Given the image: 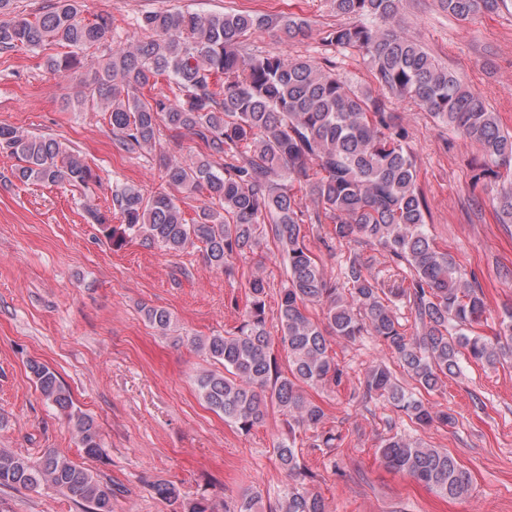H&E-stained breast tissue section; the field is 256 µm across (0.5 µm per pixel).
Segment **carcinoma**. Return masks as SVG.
Masks as SVG:
<instances>
[{"mask_svg": "<svg viewBox=\"0 0 512 512\" xmlns=\"http://www.w3.org/2000/svg\"><path fill=\"white\" fill-rule=\"evenodd\" d=\"M505 0H439L458 21L498 11ZM11 0H0V52L37 50L55 43L69 48L50 56V70L80 79L85 53L105 40L108 15L82 17L78 0H48L32 17L12 16ZM401 0H330L347 18L324 31L323 42L358 52L376 87H353L311 60L275 54H246L253 30L275 29L289 38L304 34L306 21L252 11L200 15L179 9L150 11L140 27L146 36L128 48H112L94 62L92 99L108 112L112 134L130 154L155 148L160 127L174 143L192 135L210 155L224 159L222 171L208 158L190 164L170 155L162 160L166 181L188 191L204 189L210 204L187 221L163 190L147 193L129 184L112 186V207L122 224L112 226L98 209L87 211L103 235L121 247L138 240L177 253L202 244L207 263L226 269L255 254L267 242L279 250L287 273L280 293L276 330H270L266 288L261 276L249 280L239 326L208 337L190 336L195 349L224 370L195 377L201 398L224 421L248 432L262 425L268 407L288 417V437L273 453L288 476V489L275 512H326L322 495L305 486L314 475L301 461L295 429L321 428L326 414L306 396L305 387H338L344 368L331 354L329 337L353 341L376 337L413 382L400 383L384 362L364 376L365 395L402 412L414 424L451 426L452 415L432 411L417 396L445 386L471 360L489 369L512 358V307L504 308L495 334L477 332L486 321L484 292L477 278L440 249L426 230L427 200L418 184L407 131L388 111L392 99L410 100L438 123L476 148L472 181L488 185L512 170V132L498 113L467 88L457 73L440 66L413 39L389 22ZM166 78L177 94L145 97ZM0 153L18 161L12 177L48 186L85 185L91 167L55 138L29 135L0 125ZM498 221L512 224V181L496 191ZM330 224L329 240L351 246L343 281L327 278L307 242L306 225ZM379 252L401 281L391 286L373 272L371 259L357 251ZM407 300L412 331L402 329L393 298ZM322 308L317 320L310 307ZM146 320L166 332L173 318L163 308H142ZM288 362L279 367L273 347ZM29 370L42 397L72 425L84 454L103 452L94 418L78 408L55 371L32 361ZM386 468L403 473L438 495L457 499L469 492L471 476L448 451L392 435L379 448ZM48 486L85 507L112 512L116 490L64 454L45 452L38 461L0 448V487L35 490ZM155 494L175 512H209L204 500L184 501L174 485L157 482Z\"/></svg>", "mask_w": 512, "mask_h": 512, "instance_id": "1", "label": "carcinoma"}]
</instances>
